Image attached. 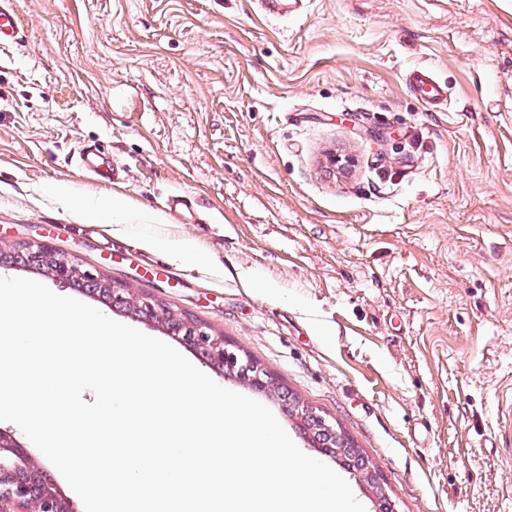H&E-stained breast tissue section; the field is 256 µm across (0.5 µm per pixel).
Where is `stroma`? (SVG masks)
<instances>
[{"label":"stroma","mask_w":512,"mask_h":512,"mask_svg":"<svg viewBox=\"0 0 512 512\" xmlns=\"http://www.w3.org/2000/svg\"><path fill=\"white\" fill-rule=\"evenodd\" d=\"M14 9L0 248L49 241L235 342L336 420L398 512H512V0ZM421 68L447 108L409 91ZM92 145L116 176L79 165ZM114 195L127 223L96 207ZM181 237L207 263L144 245Z\"/></svg>","instance_id":"1"}]
</instances>
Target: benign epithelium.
<instances>
[{"instance_id": "obj_1", "label": "benign epithelium", "mask_w": 512, "mask_h": 512, "mask_svg": "<svg viewBox=\"0 0 512 512\" xmlns=\"http://www.w3.org/2000/svg\"><path fill=\"white\" fill-rule=\"evenodd\" d=\"M0 265L41 272L67 285L77 286L131 317L151 323L196 351L212 368L248 389L281 403L309 444L350 464L349 472L377 505V512H396L387 483L327 420L281 386L277 377L234 342L210 332L188 314L139 297L127 285L82 267L44 241L26 242L0 250ZM0 512H69L56 491L45 483L41 469L8 431L0 430Z\"/></svg>"}]
</instances>
